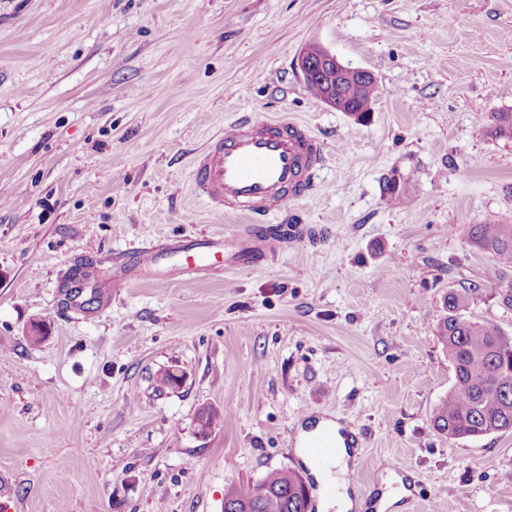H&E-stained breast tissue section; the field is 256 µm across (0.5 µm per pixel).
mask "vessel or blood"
<instances>
[{"label":"vessel or blood","instance_id":"1","mask_svg":"<svg viewBox=\"0 0 512 512\" xmlns=\"http://www.w3.org/2000/svg\"><path fill=\"white\" fill-rule=\"evenodd\" d=\"M325 161L320 141L310 129L285 118L260 120L241 116L212 139L193 162L194 186L218 212L247 215L249 225L237 240L246 259L257 263L278 251L284 238L268 219L293 196L313 187V175ZM220 238L202 236L159 248H130L124 270L112 280L126 287L130 277L161 267L208 271L232 263ZM339 440L334 429L311 435L307 453L316 466L335 461Z\"/></svg>","mask_w":512,"mask_h":512}]
</instances>
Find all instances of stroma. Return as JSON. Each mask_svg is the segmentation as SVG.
<instances>
[{"mask_svg": "<svg viewBox=\"0 0 512 512\" xmlns=\"http://www.w3.org/2000/svg\"><path fill=\"white\" fill-rule=\"evenodd\" d=\"M317 44L369 70L365 117L324 105ZM512 0H0V495L15 512H224L334 417L361 436L354 491L397 475L401 512H512V431L432 425L453 384L437 326L512 335L473 224L512 216ZM255 113L306 124L326 161L278 224L322 229L257 264L111 293L129 245L232 239L192 160ZM89 276L67 297L74 268ZM46 337L28 339L32 323ZM182 374L157 391L158 373ZM221 416L199 434L196 415Z\"/></svg>", "mask_w": 512, "mask_h": 512, "instance_id": "stroma-1", "label": "stroma"}]
</instances>
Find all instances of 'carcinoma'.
<instances>
[{
    "mask_svg": "<svg viewBox=\"0 0 512 512\" xmlns=\"http://www.w3.org/2000/svg\"><path fill=\"white\" fill-rule=\"evenodd\" d=\"M376 92L346 101L363 117L371 111ZM495 134L512 139V112H499ZM469 237L493 254L500 265H512V224H475ZM503 307L512 309V279L494 271L491 278ZM479 285L448 292L445 314L438 324V339L453 369L454 382L433 415V427L455 440H470L512 430V336L497 325L465 315ZM198 431L208 433L220 415L203 408L196 415ZM303 479L291 471L274 469L253 486L232 490L233 512H309Z\"/></svg>",
    "mask_w": 512,
    "mask_h": 512,
    "instance_id": "1",
    "label": "carcinoma"
}]
</instances>
